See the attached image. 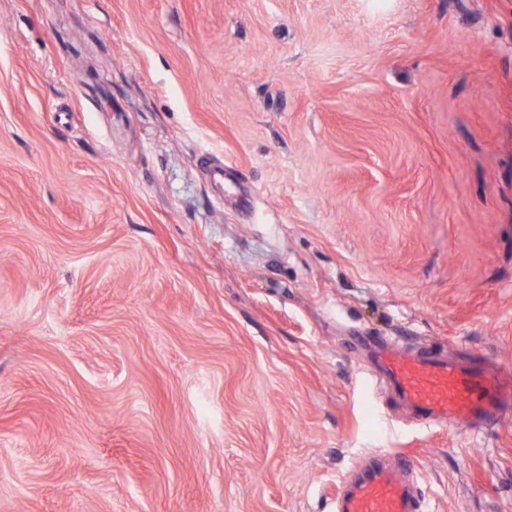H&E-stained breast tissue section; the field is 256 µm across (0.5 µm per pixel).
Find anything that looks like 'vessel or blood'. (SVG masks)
I'll return each instance as SVG.
<instances>
[{"instance_id": "1", "label": "vessel or blood", "mask_w": 512, "mask_h": 512, "mask_svg": "<svg viewBox=\"0 0 512 512\" xmlns=\"http://www.w3.org/2000/svg\"><path fill=\"white\" fill-rule=\"evenodd\" d=\"M375 361L398 397L426 422L482 428L512 412V385L485 368L385 343L377 347ZM414 469V460L401 452L373 459L362 477L339 493L336 512H420Z\"/></svg>"}]
</instances>
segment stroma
Segmentation results:
<instances>
[{
    "label": "stroma",
    "instance_id": "1",
    "mask_svg": "<svg viewBox=\"0 0 512 512\" xmlns=\"http://www.w3.org/2000/svg\"><path fill=\"white\" fill-rule=\"evenodd\" d=\"M378 340L512 372V0H0V512H512ZM415 462L398 452L374 458L353 486L339 493L337 512H421L416 486L409 476Z\"/></svg>",
    "mask_w": 512,
    "mask_h": 512
}]
</instances>
